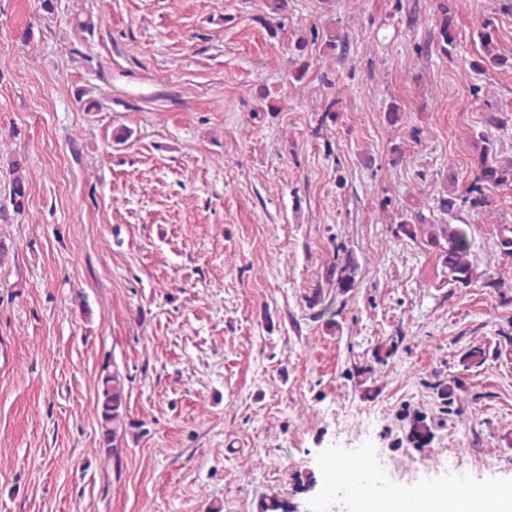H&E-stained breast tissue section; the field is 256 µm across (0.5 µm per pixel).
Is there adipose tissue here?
<instances>
[{"instance_id": "ef3b65f1", "label": "adipose tissue", "mask_w": 512, "mask_h": 512, "mask_svg": "<svg viewBox=\"0 0 512 512\" xmlns=\"http://www.w3.org/2000/svg\"><path fill=\"white\" fill-rule=\"evenodd\" d=\"M353 505L355 512H512V484H475L466 496L456 485L427 486L381 498L357 497Z\"/></svg>"}]
</instances>
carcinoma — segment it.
Segmentation results:
<instances>
[{
	"label": "carcinoma",
	"instance_id": "cac0c4a2",
	"mask_svg": "<svg viewBox=\"0 0 512 512\" xmlns=\"http://www.w3.org/2000/svg\"><path fill=\"white\" fill-rule=\"evenodd\" d=\"M492 22H485L481 34L484 54L469 64V69L475 73H483L489 69L512 68V59L498 53V47L493 42L491 33L487 29ZM434 28H436V46L445 56L451 55L455 47L456 31L448 7V0H438L435 13ZM320 31L312 28L310 33L301 36L294 43L299 67L293 72L296 81H301L309 68L306 57L309 56L311 46L318 43ZM482 146L474 159V177L462 195L456 194L455 189H445L435 198V208L446 216L439 224L432 225L428 232V244L435 249L438 260L441 262L443 272L447 274L448 281L455 285L469 286L478 278L476 266L470 259L471 242L467 233L460 227L448 223V219L455 218L456 213L467 206L471 210L482 213L491 205L489 194L501 187H512V160H503L498 156L493 143L488 137L480 136ZM10 204L17 215L24 213L28 203V183L22 173L19 162H14L10 171ZM394 234L404 235L410 239L415 238L416 230L425 224V217L401 214ZM496 246L506 258H512V225L498 226ZM343 257L326 268V281L335 286L336 292L346 295L357 285L360 263L353 251L342 248ZM309 308L315 310V316L321 319L333 316L332 304L325 302L322 289L317 288L312 295L306 297ZM427 388L433 391L439 411L446 414L451 411V405L460 400L458 392L464 390L463 382L459 378H452L449 382L429 384ZM97 416L102 438V447L114 456L119 453L122 437L127 428L133 423L127 420L126 396L124 381L120 373L110 370V364L102 367L100 374V387L98 388ZM404 422L403 436L397 439L398 445L406 444L412 448L423 450L428 448L436 438V424L434 418L422 411H413L400 416ZM295 494L309 492L316 485L315 474L310 471L297 472L292 475ZM256 512H297V504L281 497L278 493L263 494L256 504Z\"/></svg>",
	"mask_w": 512,
	"mask_h": 512
}]
</instances>
